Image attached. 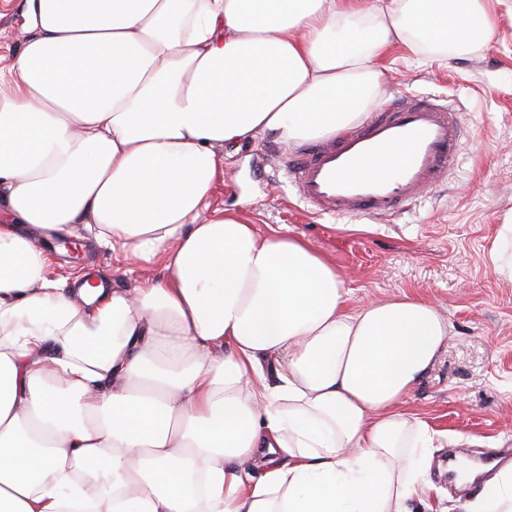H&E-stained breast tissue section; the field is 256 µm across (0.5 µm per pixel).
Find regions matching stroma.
<instances>
[{
    "label": "stroma",
    "mask_w": 512,
    "mask_h": 512,
    "mask_svg": "<svg viewBox=\"0 0 512 512\" xmlns=\"http://www.w3.org/2000/svg\"><path fill=\"white\" fill-rule=\"evenodd\" d=\"M383 65L384 98L441 94L473 128L475 139L465 145L446 188L425 194L398 217L366 226L318 217L277 160L286 142L268 134L225 160L213 203L245 209L261 229L305 237L334 263L353 305L409 293L447 317L446 347L402 408L438 434L417 487L416 512H466L481 486L449 485L441 473L449 454L512 462V282L483 260L497 224L512 213V16L500 13L487 51L433 56L398 48ZM81 248L79 262L61 256L48 269L59 287L90 271L119 288L161 272L157 265L127 264L87 241Z\"/></svg>",
    "instance_id": "stroma-1"
}]
</instances>
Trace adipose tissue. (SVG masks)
Listing matches in <instances>:
<instances>
[{"label":"adipose tissue","instance_id":"adipose-tissue-1","mask_svg":"<svg viewBox=\"0 0 512 512\" xmlns=\"http://www.w3.org/2000/svg\"><path fill=\"white\" fill-rule=\"evenodd\" d=\"M490 0H25L0 57V512H408L401 410L448 336L353 306L301 237L212 207L230 150L334 137L382 56L488 49ZM162 276L45 275L44 231Z\"/></svg>","mask_w":512,"mask_h":512}]
</instances>
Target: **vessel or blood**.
I'll use <instances>...</instances> for the list:
<instances>
[{
	"label": "vessel or blood",
	"instance_id": "1",
	"mask_svg": "<svg viewBox=\"0 0 512 512\" xmlns=\"http://www.w3.org/2000/svg\"><path fill=\"white\" fill-rule=\"evenodd\" d=\"M467 129L435 94H405L336 137L286 157L284 170L313 213L380 218L447 184Z\"/></svg>",
	"mask_w": 512,
	"mask_h": 512
}]
</instances>
